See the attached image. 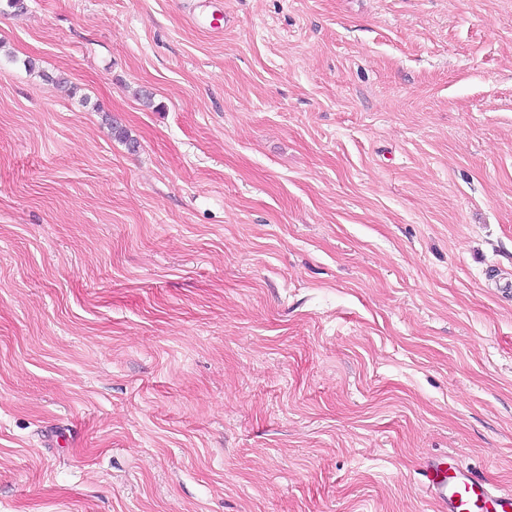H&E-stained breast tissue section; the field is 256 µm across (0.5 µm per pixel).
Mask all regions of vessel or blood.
<instances>
[{"label": "vessel or blood", "instance_id": "vessel-or-blood-1", "mask_svg": "<svg viewBox=\"0 0 512 512\" xmlns=\"http://www.w3.org/2000/svg\"><path fill=\"white\" fill-rule=\"evenodd\" d=\"M423 485L440 512H512V493L473 479L450 461L426 462Z\"/></svg>", "mask_w": 512, "mask_h": 512}]
</instances>
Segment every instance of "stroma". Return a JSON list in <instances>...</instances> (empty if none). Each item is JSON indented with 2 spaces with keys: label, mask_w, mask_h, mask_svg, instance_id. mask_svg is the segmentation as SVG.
<instances>
[{
  "label": "stroma",
  "mask_w": 512,
  "mask_h": 512,
  "mask_svg": "<svg viewBox=\"0 0 512 512\" xmlns=\"http://www.w3.org/2000/svg\"><path fill=\"white\" fill-rule=\"evenodd\" d=\"M193 3L0 0V512L512 492V0ZM423 478L426 492L442 512L512 511V493L500 492L487 482L473 479L449 460L426 462Z\"/></svg>",
  "instance_id": "obj_1"
}]
</instances>
